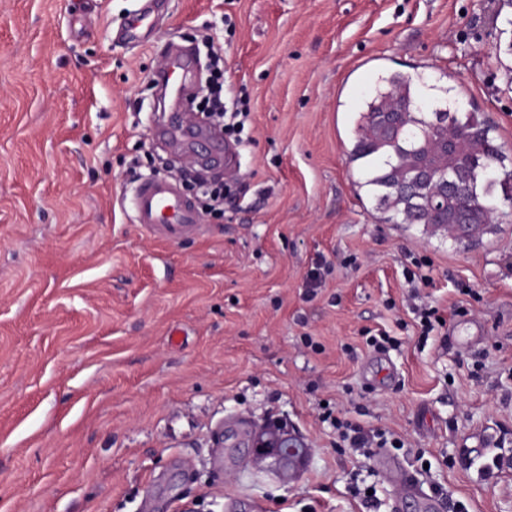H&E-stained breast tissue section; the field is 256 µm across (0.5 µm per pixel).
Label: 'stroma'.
<instances>
[{
    "mask_svg": "<svg viewBox=\"0 0 512 512\" xmlns=\"http://www.w3.org/2000/svg\"><path fill=\"white\" fill-rule=\"evenodd\" d=\"M145 4L0 0V512H512V214L463 242L381 224L348 160L394 70L454 86L512 152V0H158L121 40ZM207 35L251 141L208 165L223 219L171 242L122 200L199 168L158 137L151 77L174 44L206 69ZM414 287L447 319L423 341ZM366 330L396 338L384 365ZM324 400L401 447H337ZM271 416L312 448L290 484L247 463ZM151 1L126 24L125 35L129 42L144 43L153 31L156 24V14Z\"/></svg>",
    "mask_w": 512,
    "mask_h": 512,
    "instance_id": "obj_1",
    "label": "stroma"
}]
</instances>
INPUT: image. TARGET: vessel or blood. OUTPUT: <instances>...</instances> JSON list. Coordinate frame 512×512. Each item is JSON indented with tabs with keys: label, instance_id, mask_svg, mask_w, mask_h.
<instances>
[{
	"label": "vessel or blood",
	"instance_id": "b4317fda",
	"mask_svg": "<svg viewBox=\"0 0 512 512\" xmlns=\"http://www.w3.org/2000/svg\"><path fill=\"white\" fill-rule=\"evenodd\" d=\"M156 24L153 6H145L126 25L128 41L146 42ZM193 58L189 52L174 49L164 65L154 74V81L172 95L191 93L190 76ZM165 134L177 142L196 143L198 131L186 125L180 114H170ZM131 209L134 223L168 240L178 241L196 235L201 227L200 214L193 202L185 197L177 182L169 177L155 176L141 181L135 190Z\"/></svg>",
	"mask_w": 512,
	"mask_h": 512
}]
</instances>
